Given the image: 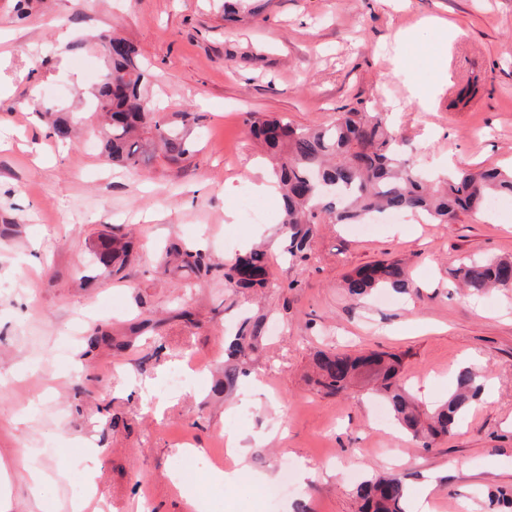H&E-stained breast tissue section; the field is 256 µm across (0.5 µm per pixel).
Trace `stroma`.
<instances>
[{
	"mask_svg": "<svg viewBox=\"0 0 512 512\" xmlns=\"http://www.w3.org/2000/svg\"><path fill=\"white\" fill-rule=\"evenodd\" d=\"M261 2L260 18L228 22L217 0H28L23 20L17 0H0V489L12 512L38 499L43 512H197L199 501L268 512L258 480L268 471L288 476L278 512H358L356 486L388 465L405 473L406 501L431 489L434 512H488L489 492L512 489V289L473 295L454 277L460 264L512 257V208L450 224L405 214L367 233L327 221L309 257L292 261L280 196L259 188L270 168L244 123L253 112L305 128L356 108L380 113L421 170L511 169L512 0ZM101 33L135 45L163 111L202 114L191 162L143 177L115 170L91 118L71 148L48 138L30 98L83 111ZM251 52L258 61L242 62ZM247 191L274 223L250 220ZM106 224L132 234L137 259L124 278L87 286L89 244ZM179 241L218 261L267 243L275 286L254 297L175 268L157 276L164 246ZM389 258L407 262L410 293L388 306L348 294L346 273ZM257 313L266 332L250 375L215 392L227 337ZM373 350L401 355L424 407L444 401L474 357L497 398L421 447L378 421L365 384L328 396L310 381L318 352ZM176 371L183 386L166 389ZM231 434L254 443L229 486L217 475L233 467L221 448ZM19 451L43 457L42 492L14 464ZM303 463L319 478L302 482Z\"/></svg>",
	"mask_w": 512,
	"mask_h": 512,
	"instance_id": "obj_1",
	"label": "stroma"
}]
</instances>
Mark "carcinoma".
<instances>
[{
  "mask_svg": "<svg viewBox=\"0 0 512 512\" xmlns=\"http://www.w3.org/2000/svg\"><path fill=\"white\" fill-rule=\"evenodd\" d=\"M98 50L103 69L88 109L103 119L101 144L106 158L130 173L157 160L191 161L198 152L192 133L199 115L189 109L172 117L160 111L147 92L151 73L132 43L102 34ZM247 126L276 160L274 175L284 202L282 238L292 257L304 254L315 225L324 217L336 224H355L373 216L410 213L430 223L449 224L460 212L486 211L494 199L512 197V171L498 168L458 167L433 182L409 163L374 112L351 110L323 128L299 129L279 119L253 118ZM46 130L55 141L73 142L74 128L66 118L50 121ZM90 248L96 264L114 276L136 260L134 244L125 234L103 231ZM172 263L198 278L218 272L237 288L272 285L267 253L260 246L231 262L215 264L198 250L174 244L157 272H167ZM456 276L471 293L512 288V259L464 265L456 269ZM345 284L356 298L378 289L405 291L411 286L406 268L397 260L356 269L346 276ZM264 332L261 317L240 322L224 353V391L232 390L247 374ZM314 363V384L327 395L342 394L358 380L374 382L394 421L425 448L454 432L482 390L479 375L464 367L448 399L426 412L400 380L402 360L396 353L319 354ZM404 489L398 473L371 475L356 487L360 512H405Z\"/></svg>",
  "mask_w": 512,
  "mask_h": 512,
  "instance_id": "obj_1",
  "label": "carcinoma"
}]
</instances>
